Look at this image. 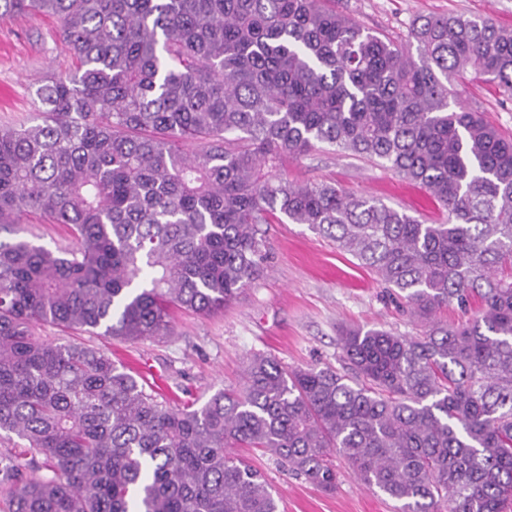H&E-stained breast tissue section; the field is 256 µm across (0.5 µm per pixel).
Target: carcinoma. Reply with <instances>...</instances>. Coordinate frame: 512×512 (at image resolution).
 I'll return each instance as SVG.
<instances>
[{
	"mask_svg": "<svg viewBox=\"0 0 512 512\" xmlns=\"http://www.w3.org/2000/svg\"><path fill=\"white\" fill-rule=\"evenodd\" d=\"M332 3L0 0V18L62 20L76 60L37 89L42 123L0 126V433L51 472L9 459V512H278L236 448L324 491L334 451L397 512L512 505V137L454 90L512 100V28L427 16L397 44ZM321 146L422 185L445 221L289 180L286 160ZM31 212L73 247L16 236ZM281 216L374 273L418 332L344 329L340 370L255 353L238 386L183 408L107 352L34 335L145 340L174 308L221 312ZM451 303L457 324L437 317Z\"/></svg>",
	"mask_w": 512,
	"mask_h": 512,
	"instance_id": "carcinoma-1",
	"label": "carcinoma"
}]
</instances>
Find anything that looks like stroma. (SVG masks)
Masks as SVG:
<instances>
[{"mask_svg": "<svg viewBox=\"0 0 512 512\" xmlns=\"http://www.w3.org/2000/svg\"><path fill=\"white\" fill-rule=\"evenodd\" d=\"M336 7L397 42L407 38L415 19L429 15L487 16L512 28V0H336ZM72 66L57 18L27 14L0 19V88L10 92L8 98H0V125L39 123L37 88L52 74L70 72ZM459 92L504 135H512V101L495 86L467 80ZM286 171L289 179L331 182L406 208L430 223L444 217L441 205L420 185L328 147L288 161ZM261 232L267 268L221 313L175 311L171 334L151 340L93 336L51 324L38 326L36 334L56 344L102 348L125 365L134 358L147 359L169 386L167 401L182 407L237 385L246 358L255 352L287 369L337 368L342 326L413 333L409 317L386 298L383 284L329 239L305 225L285 222L262 225ZM243 455L276 492L279 512H394L393 501L360 485L340 456L331 458L338 474L336 488L325 492L291 475L269 454L247 449Z\"/></svg>", "mask_w": 512, "mask_h": 512, "instance_id": "35a3bbf8", "label": "stroma"}]
</instances>
